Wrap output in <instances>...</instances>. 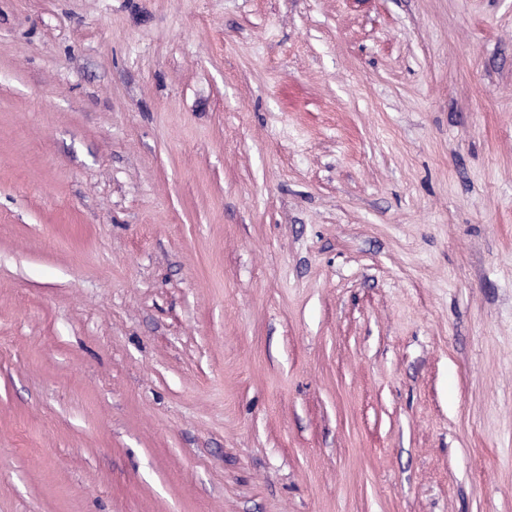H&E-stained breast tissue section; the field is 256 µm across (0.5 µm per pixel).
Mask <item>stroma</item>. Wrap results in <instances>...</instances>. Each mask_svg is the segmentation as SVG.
<instances>
[{
	"label": "stroma",
	"mask_w": 512,
	"mask_h": 512,
	"mask_svg": "<svg viewBox=\"0 0 512 512\" xmlns=\"http://www.w3.org/2000/svg\"><path fill=\"white\" fill-rule=\"evenodd\" d=\"M0 512H512V0H0Z\"/></svg>",
	"instance_id": "obj_1"
}]
</instances>
